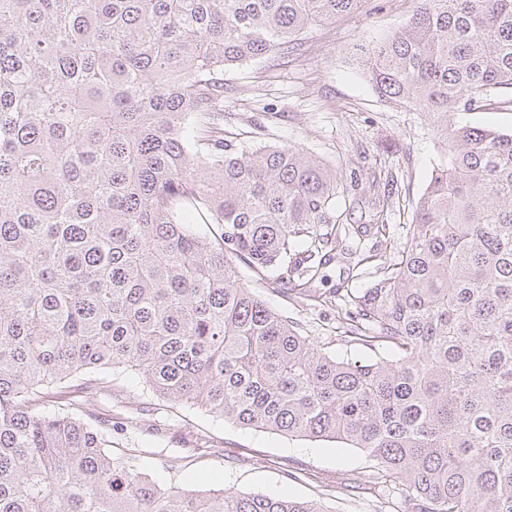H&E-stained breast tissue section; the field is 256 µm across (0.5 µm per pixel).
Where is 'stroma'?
I'll list each match as a JSON object with an SVG mask.
<instances>
[{
  "instance_id": "35a3bbf8",
  "label": "stroma",
  "mask_w": 512,
  "mask_h": 512,
  "mask_svg": "<svg viewBox=\"0 0 512 512\" xmlns=\"http://www.w3.org/2000/svg\"><path fill=\"white\" fill-rule=\"evenodd\" d=\"M416 0H362L335 23L312 28L273 60L248 61L224 77L225 135L246 146L288 144L323 161L350 184L353 172L389 159L398 180L391 221L407 223L439 157L424 114L379 101L355 56L356 44L401 27ZM242 278L304 335L335 350L332 310L287 298L249 271ZM136 418L137 428L127 425ZM87 421L112 423V440L140 449L157 481L185 490L228 487L319 502L325 512H375L372 463L357 448L242 428L197 407L156 397L137 377L88 399Z\"/></svg>"
}]
</instances>
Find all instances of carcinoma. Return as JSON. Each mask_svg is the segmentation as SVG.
I'll list each match as a JSON object with an SVG mask.
<instances>
[{"instance_id": "carcinoma-1", "label": "carcinoma", "mask_w": 512, "mask_h": 512, "mask_svg": "<svg viewBox=\"0 0 512 512\" xmlns=\"http://www.w3.org/2000/svg\"><path fill=\"white\" fill-rule=\"evenodd\" d=\"M360 3L0 0V512H325L153 481L80 418L117 370L241 427L358 448L404 512H512V131L453 120L512 108V0H418L364 51L380 101L424 114L441 153L392 260L390 169L343 196L370 223L340 224L336 172L214 127L227 71ZM335 250L357 262L323 297L308 284ZM240 263L335 310L344 353ZM239 275L273 307L281 310L291 320L298 322L304 335L311 338L325 350H336L334 312L328 307L308 306L302 298H286L272 288L282 286L257 280L242 264H238Z\"/></svg>"}]
</instances>
